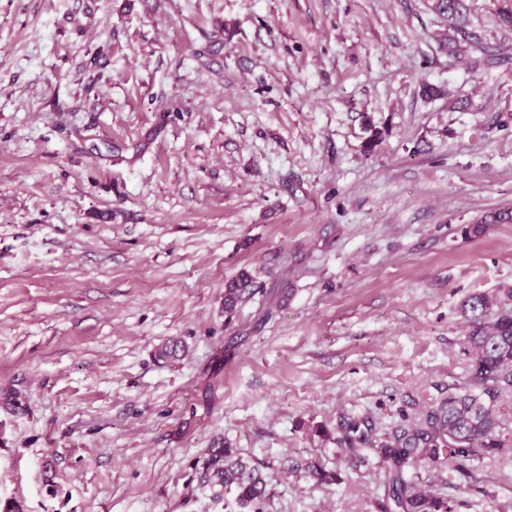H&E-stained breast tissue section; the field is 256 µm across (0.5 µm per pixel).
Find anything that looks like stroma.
Returning <instances> with one entry per match:
<instances>
[{
  "mask_svg": "<svg viewBox=\"0 0 512 512\" xmlns=\"http://www.w3.org/2000/svg\"><path fill=\"white\" fill-rule=\"evenodd\" d=\"M465 2L497 60L428 0H0V512H236L220 442L266 512H381L339 418L466 385L512 285V222L462 232L512 209V32ZM425 479L512 512L511 458ZM256 283L248 271H241L239 275L228 281L224 286V315L231 317L237 306L247 296L256 290ZM205 476L213 488L233 492L241 512H265L270 498L268 481L256 466L236 456L232 448H210Z\"/></svg>",
  "mask_w": 512,
  "mask_h": 512,
  "instance_id": "stroma-1",
  "label": "stroma"
}]
</instances>
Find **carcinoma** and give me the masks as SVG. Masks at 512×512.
Returning <instances> with one entry per match:
<instances>
[{
  "label": "carcinoma",
  "instance_id": "1",
  "mask_svg": "<svg viewBox=\"0 0 512 512\" xmlns=\"http://www.w3.org/2000/svg\"><path fill=\"white\" fill-rule=\"evenodd\" d=\"M498 23L512 31V0H493ZM432 9L449 23L448 49L461 45L489 59V49L463 16V0H432ZM512 221V211L489 214L463 228L481 235L489 224ZM253 276L242 271L224 286V315L253 294ZM462 314L467 326L464 353L470 359L467 387L448 389L437 404L409 416L379 436L367 416L342 417L336 424V444L359 457L372 450L378 457L386 487L383 512H449L448 501L422 487L419 469L436 472L448 465L464 473L471 462L485 456L512 457V422L502 413L512 400V287L472 295ZM205 476L212 487L232 492L243 512H265L270 498L268 481L256 466L231 448L209 450Z\"/></svg>",
  "mask_w": 512,
  "mask_h": 512
}]
</instances>
